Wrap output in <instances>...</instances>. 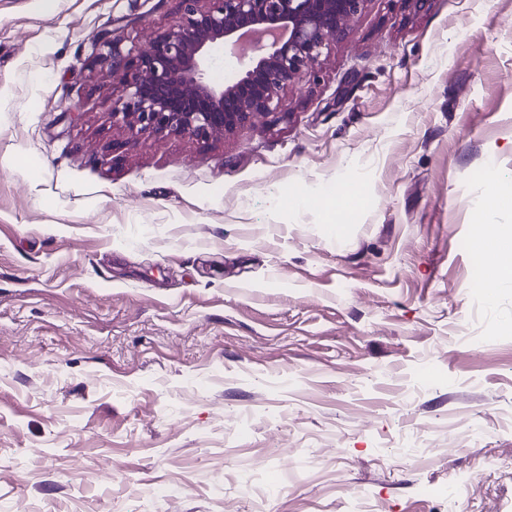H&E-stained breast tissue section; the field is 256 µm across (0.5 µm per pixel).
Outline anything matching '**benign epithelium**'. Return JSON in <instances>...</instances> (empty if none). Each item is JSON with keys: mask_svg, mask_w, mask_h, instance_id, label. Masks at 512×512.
<instances>
[{"mask_svg": "<svg viewBox=\"0 0 512 512\" xmlns=\"http://www.w3.org/2000/svg\"><path fill=\"white\" fill-rule=\"evenodd\" d=\"M180 22L127 62L112 57V122L134 134L208 141L282 111L281 92L344 39L366 0H177ZM239 65L209 79L215 50Z\"/></svg>", "mask_w": 512, "mask_h": 512, "instance_id": "1", "label": "benign epithelium"}]
</instances>
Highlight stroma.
<instances>
[{"label": "stroma", "mask_w": 512, "mask_h": 512, "mask_svg": "<svg viewBox=\"0 0 512 512\" xmlns=\"http://www.w3.org/2000/svg\"><path fill=\"white\" fill-rule=\"evenodd\" d=\"M178 21L0 0V512H512V0H367L285 117L131 135L102 45ZM476 234L477 246L491 256V285L494 291L498 283L512 282V231L497 224H484Z\"/></svg>", "instance_id": "35a3bbf8"}]
</instances>
